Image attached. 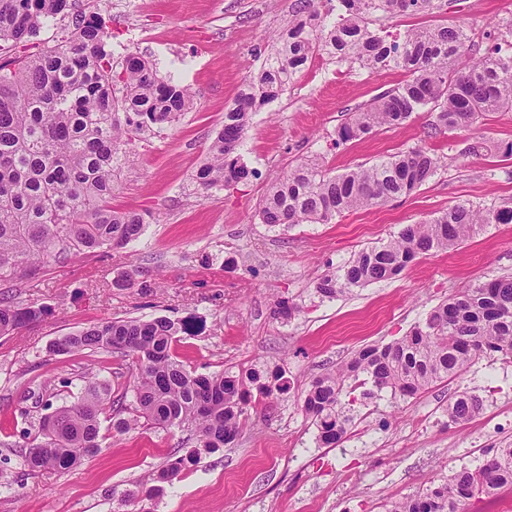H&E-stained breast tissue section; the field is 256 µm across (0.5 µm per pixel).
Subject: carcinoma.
<instances>
[{"label": "carcinoma", "mask_w": 512, "mask_h": 512, "mask_svg": "<svg viewBox=\"0 0 512 512\" xmlns=\"http://www.w3.org/2000/svg\"><path fill=\"white\" fill-rule=\"evenodd\" d=\"M435 0H336L340 21L326 27L314 0H298L306 18L288 30L250 80L224 126L211 142L207 162L195 175L209 190L253 176L237 153L253 110L277 98L297 69L321 47L341 62L369 70L407 74L336 128L337 146L399 126L427 109L431 131L472 129L479 118L512 110V42L479 58L459 26L413 27L392 36L374 28L379 17L429 14ZM69 0H0V278L13 279L27 266L71 251L122 248L145 228L142 214L112 209L115 169L133 158L134 135L174 122L194 104L190 87L158 77L145 59L130 54L121 71L106 50L109 37L100 13L72 17L58 43L26 57L12 50L65 18ZM512 158V142L489 145L481 139L465 155ZM440 158L415 145L331 174L316 158L307 159L271 182L259 208L270 228L328 224L346 211L383 205L407 196L433 178ZM485 224H512V200L489 207L457 203L440 215L408 224L380 246L358 251L337 270L320 276L316 292L334 300L371 283L392 279L421 255L461 245ZM299 308L274 302V319L288 322ZM44 314L0 298V336ZM190 325L157 317L121 319L93 325L54 341L53 355L86 350L131 360L132 408L112 399L107 380L88 378L75 399L56 407L26 444L31 472L63 471L100 453L101 416L112 411V429L127 433L143 424L192 432L199 447L216 452L231 446L248 419L253 398L288 393L281 372L250 367L238 373L196 374L176 359L172 344ZM512 359V276L479 281L436 306L410 334L383 346H368L353 358L314 378L303 394L302 411L313 419L319 441L339 443L351 417L343 398L356 387L368 398L387 390L403 398L468 372L480 357ZM358 386H349V381ZM484 409L470 391L448 399V423L462 426ZM173 456L150 478V486L122 495V502L152 500L185 468ZM512 487V447L499 448L483 465L463 467L445 482L393 501L386 512H466L469 500Z\"/></svg>", "instance_id": "obj_1"}]
</instances>
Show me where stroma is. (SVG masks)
I'll return each mask as SVG.
<instances>
[{"label": "stroma", "mask_w": 512, "mask_h": 512, "mask_svg": "<svg viewBox=\"0 0 512 512\" xmlns=\"http://www.w3.org/2000/svg\"><path fill=\"white\" fill-rule=\"evenodd\" d=\"M297 0H75L107 21L114 64L145 58L195 94L193 107L135 143L132 164L117 170L112 206L143 214L144 235L124 248L71 252L35 274L0 281V296L45 308L40 319L0 336V512H134L123 492L162 468L171 455L195 454L146 512H384L450 471L482 464L512 443V362L480 358L462 377L411 398L384 391L356 402L348 434L333 447L301 410L313 377L357 351L408 334L445 299L471 284L512 274V224L484 226L457 248L411 263L397 278L334 300L315 283L359 250L387 242L405 225L460 202L484 206L512 198V159L466 157L475 138L512 141V111L495 112L469 131L429 136L432 117L342 147L332 139L350 113L404 80L390 69L368 71L314 53L277 99L258 107L238 149L255 175L208 191L194 175L249 78L287 35ZM512 19V0H442L433 20L466 28L484 52L490 21ZM425 142L441 157L437 174L412 194L358 209L328 224L271 229L258 211L276 177L316 157L331 173L370 164ZM298 306L290 323L273 319L274 299ZM167 316L192 324L172 351L191 371L219 373L261 366L283 372L291 389L250 410L229 448L199 449L188 433L149 426L113 433L103 420V449L66 471L33 473L23 445L37 434L44 408L73 399L84 376L133 383L132 366L105 353L53 355L68 333L128 318ZM484 399L466 426L444 413L455 392Z\"/></svg>", "instance_id": "35a3bbf8"}]
</instances>
